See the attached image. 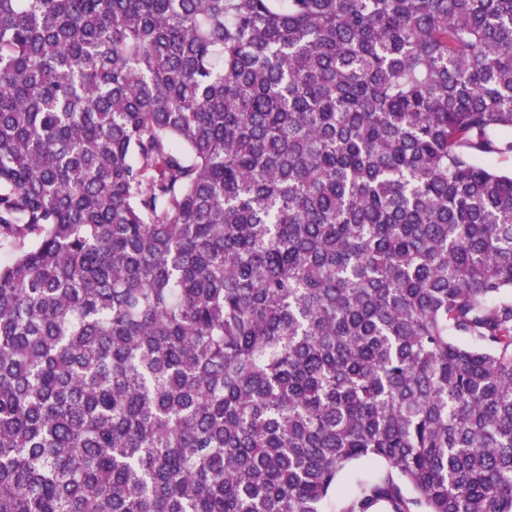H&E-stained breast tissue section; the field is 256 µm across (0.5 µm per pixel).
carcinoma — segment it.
<instances>
[{
    "label": "carcinoma",
    "instance_id": "carcinoma-1",
    "mask_svg": "<svg viewBox=\"0 0 512 512\" xmlns=\"http://www.w3.org/2000/svg\"><path fill=\"white\" fill-rule=\"evenodd\" d=\"M512 0H0V512H512ZM381 466L373 461H357L353 463L348 472L343 475L337 484L336 494L325 504L324 512H339L341 502L351 493L354 478H368L377 475Z\"/></svg>",
    "mask_w": 512,
    "mask_h": 512
}]
</instances>
